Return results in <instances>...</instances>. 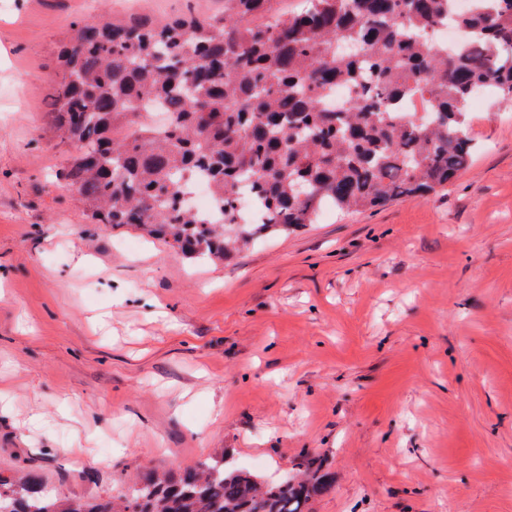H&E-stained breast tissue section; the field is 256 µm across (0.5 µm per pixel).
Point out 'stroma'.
<instances>
[{"label": "stroma", "mask_w": 512, "mask_h": 512, "mask_svg": "<svg viewBox=\"0 0 512 512\" xmlns=\"http://www.w3.org/2000/svg\"><path fill=\"white\" fill-rule=\"evenodd\" d=\"M224 0H0V473L108 500L211 456L320 459L308 512H512V102L468 110L472 164L425 198L188 259L96 224L56 180L73 22Z\"/></svg>", "instance_id": "stroma-1"}]
</instances>
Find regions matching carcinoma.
I'll return each mask as SVG.
<instances>
[{
	"label": "carcinoma",
	"instance_id": "carcinoma-1",
	"mask_svg": "<svg viewBox=\"0 0 512 512\" xmlns=\"http://www.w3.org/2000/svg\"><path fill=\"white\" fill-rule=\"evenodd\" d=\"M224 0V13L156 23L84 18L58 54L51 112L71 152L60 173L97 224L134 226L192 258L222 260L260 233L313 224L328 203L381 208L428 195L475 150L467 106L512 101V0ZM466 31L453 52L429 32ZM348 88L342 106L331 92ZM429 101L432 119L406 106ZM205 174L220 204L183 207ZM261 212L238 221L241 184ZM328 475L260 480L210 457L149 472L120 504L0 475V512H304Z\"/></svg>",
	"mask_w": 512,
	"mask_h": 512
}]
</instances>
